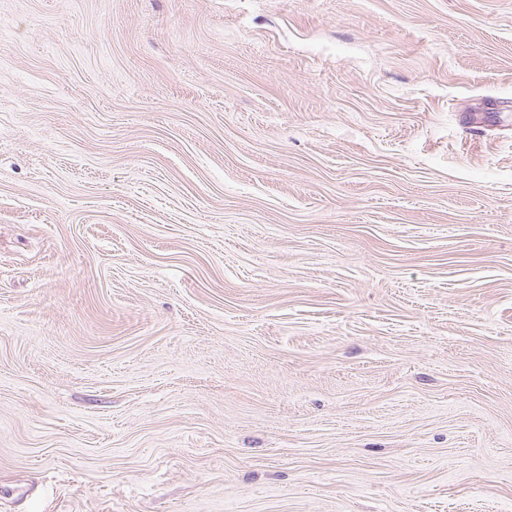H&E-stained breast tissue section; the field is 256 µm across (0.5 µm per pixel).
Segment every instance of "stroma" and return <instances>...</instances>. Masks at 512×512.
Listing matches in <instances>:
<instances>
[{"label":"stroma","mask_w":512,"mask_h":512,"mask_svg":"<svg viewBox=\"0 0 512 512\" xmlns=\"http://www.w3.org/2000/svg\"><path fill=\"white\" fill-rule=\"evenodd\" d=\"M0 512H512V0H0Z\"/></svg>","instance_id":"obj_1"}]
</instances>
